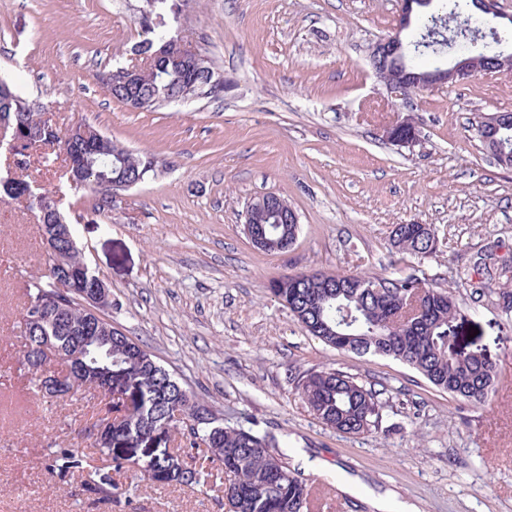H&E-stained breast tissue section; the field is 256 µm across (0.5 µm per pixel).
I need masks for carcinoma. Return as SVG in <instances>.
I'll return each instance as SVG.
<instances>
[{"instance_id": "carcinoma-1", "label": "carcinoma", "mask_w": 512, "mask_h": 512, "mask_svg": "<svg viewBox=\"0 0 512 512\" xmlns=\"http://www.w3.org/2000/svg\"><path fill=\"white\" fill-rule=\"evenodd\" d=\"M139 24L146 38L136 45L139 55H154L157 70L130 85L118 84L112 98L129 105L142 101V110L155 111L172 102L192 98L219 100L224 92L208 93L209 76L214 74L210 59L198 70L189 52L180 49L179 36L158 33L145 18ZM490 20L478 13L475 0H435L429 14H420L412 38L404 44L398 65L381 70L389 79L404 66L427 75L444 66L439 50L448 48L446 35H454L456 49L478 55L486 43L483 29ZM38 108L22 97L6 80L0 79V123L10 125L17 143L9 149L15 169L28 165L29 152L41 145H57L65 155L67 183L72 189H88L106 200L122 178H140L155 170L153 158L133 153L99 133L88 137L75 133L57 136L49 120L37 118ZM19 200L38 213L41 224H68L70 220L56 207L49 192L22 179L0 176V196ZM246 221L263 224L271 246L266 252H282L294 243L299 225L277 224L263 211L246 213ZM391 244L397 250L425 255L436 246L435 232L428 224H397L391 231ZM59 255L70 269L83 274L75 292L57 288L45 261L43 275L24 285L25 307L50 299L58 319L22 331L25 339L18 364L30 376L35 392H42L41 379L33 359L43 336H54L63 355L87 351L104 355L87 363L82 375L84 391L109 386L112 399V432L103 443L91 447L108 457L114 469L130 467L123 455L128 441L136 437L154 448L153 455L138 462L135 472L160 486H186L207 482L210 473L197 468L193 451L204 445L210 463L224 472V496L232 512H308L310 486L301 472L274 451L275 439L244 428L206 421L208 407L193 399H165L164 367L121 331H112V340L96 344V332H78L66 322L79 324L88 311L80 292L90 289L98 275L85 265L79 251L60 245ZM480 281L472 284L483 290L506 275L508 266L481 263ZM271 292L289 310L303 329L326 346L358 356L382 355L408 364L433 386L453 397L472 403L486 401L495 380V367L483 349H459L451 322L460 308L451 293L431 288L422 280L362 276L315 271L283 276L271 284ZM297 389L312 414L325 426L341 434L360 435L378 430L382 420L381 392L364 385L340 369L325 368L308 372L297 382ZM178 445L170 447L172 439ZM85 453L80 448L52 451V472L61 475L83 469ZM83 485L101 494L112 489V473L101 468L86 475Z\"/></svg>"}]
</instances>
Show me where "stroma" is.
Segmentation results:
<instances>
[{
	"label": "stroma",
	"instance_id": "obj_1",
	"mask_svg": "<svg viewBox=\"0 0 512 512\" xmlns=\"http://www.w3.org/2000/svg\"><path fill=\"white\" fill-rule=\"evenodd\" d=\"M400 0H0V76L40 103L59 130L88 124L156 158L154 175L114 193L65 191L59 208L87 265L112 297L105 315L225 425L274 437L309 484L338 487L323 512H373L371 494L420 512H512V309L493 281L469 286L480 257L512 267V168L476 135L477 121L512 112V70L477 74L390 97L373 72L372 46L396 30ZM207 55L230 87L223 100L190 99L134 112L94 79L132 65L138 21ZM411 118L418 140L401 147L387 127ZM64 155L33 149L22 178L63 180ZM273 193L298 215L284 252L254 247L245 213ZM428 224L425 255L398 253V224ZM34 213L0 201V512H230L212 486L159 487L114 473L112 498L83 495L85 475L49 469L52 444L106 459L79 431L98 397L60 407L31 393L17 358L24 281L39 275ZM322 270L412 275L456 298L463 349L483 348L497 377L484 404L430 384L392 358L337 352L308 335L270 292L279 277ZM338 368L383 392L378 432L343 435L308 410L298 379ZM356 490L343 491L346 477Z\"/></svg>",
	"mask_w": 512,
	"mask_h": 512
}]
</instances>
